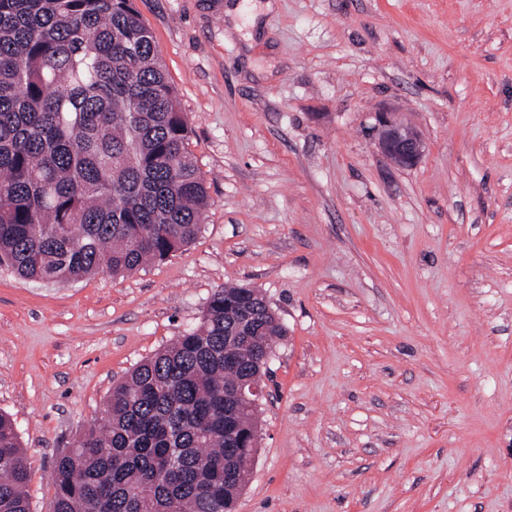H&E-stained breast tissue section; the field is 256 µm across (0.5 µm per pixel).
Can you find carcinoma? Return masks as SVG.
<instances>
[{"label": "carcinoma", "instance_id": "cac0c4a2", "mask_svg": "<svg viewBox=\"0 0 512 512\" xmlns=\"http://www.w3.org/2000/svg\"><path fill=\"white\" fill-rule=\"evenodd\" d=\"M189 133L134 0H0V262L20 277L123 276L190 244L211 199ZM286 334L255 289L214 291L57 456L51 512H235L259 438L236 388ZM29 479L0 413V512H31Z\"/></svg>", "mask_w": 512, "mask_h": 512}]
</instances>
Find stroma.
<instances>
[{
	"label": "stroma",
	"instance_id": "1",
	"mask_svg": "<svg viewBox=\"0 0 512 512\" xmlns=\"http://www.w3.org/2000/svg\"><path fill=\"white\" fill-rule=\"evenodd\" d=\"M135 0L212 205L197 238L67 285L0 265V412L50 512L116 382L259 289L287 334L236 512H512V0ZM394 114L410 168L378 146ZM379 148L398 168L415 165L423 154L424 144L419 135L396 119L381 122Z\"/></svg>",
	"mask_w": 512,
	"mask_h": 512
}]
</instances>
